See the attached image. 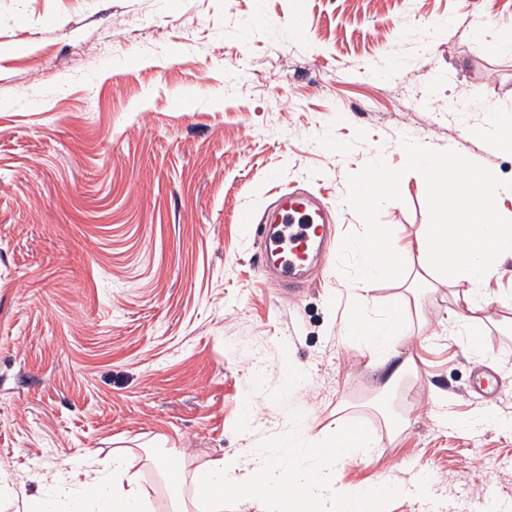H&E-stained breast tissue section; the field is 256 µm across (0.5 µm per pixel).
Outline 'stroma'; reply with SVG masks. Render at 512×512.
Masks as SVG:
<instances>
[{
    "mask_svg": "<svg viewBox=\"0 0 512 512\" xmlns=\"http://www.w3.org/2000/svg\"><path fill=\"white\" fill-rule=\"evenodd\" d=\"M491 104L512 118V0H0V512L116 448L172 512L154 447L235 465L293 409L310 436L340 416L375 434L339 484L434 478L388 512H512V263L478 332L448 324L454 283L383 281L410 318L399 356L372 367L339 339L349 242L429 221L405 142L512 181V152L464 133ZM372 167L396 201L351 207ZM277 186L336 217L334 256L291 297L254 225ZM290 365L306 378L283 407ZM482 372L497 394L474 392Z\"/></svg>",
    "mask_w": 512,
    "mask_h": 512,
    "instance_id": "stroma-1",
    "label": "stroma"
}]
</instances>
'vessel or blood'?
Here are the masks:
<instances>
[{
	"label": "vessel or blood",
	"instance_id": "1",
	"mask_svg": "<svg viewBox=\"0 0 512 512\" xmlns=\"http://www.w3.org/2000/svg\"><path fill=\"white\" fill-rule=\"evenodd\" d=\"M259 229L263 268L281 289L308 281L315 257L327 256L336 247L331 210L313 193L299 189L277 195L271 218L260 221Z\"/></svg>",
	"mask_w": 512,
	"mask_h": 512
}]
</instances>
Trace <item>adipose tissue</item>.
Segmentation results:
<instances>
[{
	"label": "adipose tissue",
	"mask_w": 512,
	"mask_h": 512,
	"mask_svg": "<svg viewBox=\"0 0 512 512\" xmlns=\"http://www.w3.org/2000/svg\"><path fill=\"white\" fill-rule=\"evenodd\" d=\"M407 153L423 172L432 202L421 236L400 245L390 226L370 224L353 245L359 264L352 288L361 304L349 317L345 337L362 346L372 366L396 355V342L406 328L401 305L376 299L374 291L380 281L403 278L411 256H418L429 272L463 285L461 298L473 324L481 310L477 290L512 261V214L500 207L503 197L512 196V182L459 153L443 159L421 145L408 147ZM398 184L395 173L370 168L349 202L374 210L395 199ZM134 457V449H114L106 481L89 473H57L50 496L25 499L24 512H56V505L81 493L86 512H152L151 494L132 470Z\"/></svg>",
	"instance_id": "1"
}]
</instances>
